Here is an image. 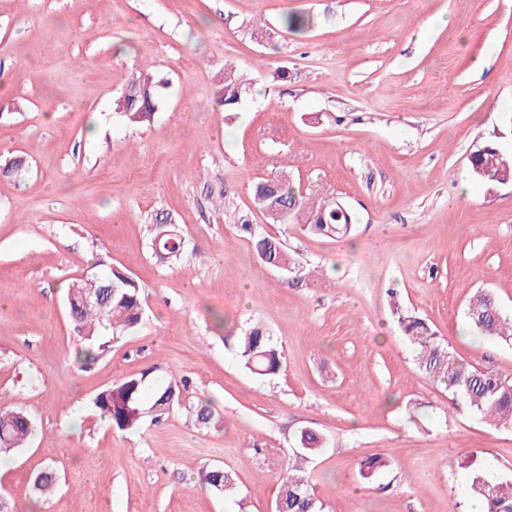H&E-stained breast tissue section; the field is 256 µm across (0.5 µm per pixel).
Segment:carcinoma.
<instances>
[{"instance_id":"obj_1","label":"carcinoma","mask_w":512,"mask_h":512,"mask_svg":"<svg viewBox=\"0 0 512 512\" xmlns=\"http://www.w3.org/2000/svg\"><path fill=\"white\" fill-rule=\"evenodd\" d=\"M308 24L307 16L286 12L281 17L282 27L293 33L303 31ZM167 82L155 80L150 75L134 77L127 84L118 102L126 119L132 124L151 122L157 112ZM252 83L234 71H224V82L216 91L217 102L224 111L233 112L248 95ZM474 178L512 176V164L504 160L496 145H482L475 158L470 161ZM277 190H272L268 181L256 184L254 199L269 220L275 222L299 208V197L285 177H276ZM156 221L165 225L159 228L153 239L154 250L162 259L178 261L184 252V240L176 229L166 226L168 219L158 215ZM352 216L339 212L336 200L324 201L317 209L314 224L310 229L318 235L338 237L351 230ZM240 228L251 238L259 258L267 265L288 274L296 269L280 240L256 230L251 224ZM112 280V295L103 307H87L82 303L85 295H97L103 289V279L90 276L71 282L67 295L69 315L76 332L90 345L81 354L93 359L106 343L94 336L95 326L107 323L112 327V338L134 332L142 320V288L125 272L113 268L109 272ZM393 315L398 317L405 335L415 351L418 368L434 379L444 381L451 395V405L481 415L496 428L512 430V378L492 370H481L457 358L435 336L428 323L416 316L402 312L393 306ZM470 325L478 336L512 346V322L500 313L496 297L489 291H479L468 307ZM234 346L243 367L258 377L278 374L282 367L281 352L267 329L255 324L243 335L235 337ZM186 382L175 379H156L153 370L122 379L97 394L94 404L100 418L113 428L132 432L138 430L149 415L159 420L182 402V391ZM30 417L20 411L0 406V455H8L21 447L31 435ZM323 439L315 432L306 430L299 435L300 448L312 454L322 447ZM388 466L382 456H373L360 464V473L369 478ZM277 497L284 512H322L309 475L299 474L298 467L288 468V475ZM204 482L214 492L230 496L236 491L233 474L223 468L207 472ZM56 473L46 469L33 483L34 491L46 493L54 488ZM470 492L483 500L487 512H512V483L491 481L477 472L470 478Z\"/></svg>"}]
</instances>
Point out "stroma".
I'll use <instances>...</instances> for the list:
<instances>
[{"mask_svg":"<svg viewBox=\"0 0 512 512\" xmlns=\"http://www.w3.org/2000/svg\"><path fill=\"white\" fill-rule=\"evenodd\" d=\"M289 11L303 33L281 28ZM431 17L444 25L422 32ZM228 66L255 81L229 117ZM142 71L170 86L134 125L115 102ZM487 141L512 152V0H0V162L27 163L0 175V405L35 422L0 496L16 512H273L305 429L325 441L304 464L324 512H469L489 459L512 482V432L450 408L391 316L399 302L512 376V347L466 319L479 288L512 318V184L469 167ZM277 175L303 198L283 224L253 201ZM332 198L354 216L342 238L308 229ZM159 213L180 264L152 253ZM244 223L297 273L263 263ZM110 267L142 287L143 319L87 363L65 293ZM256 322L282 351L270 378L225 342ZM150 367L187 380L182 406L113 430L95 396ZM372 455L389 465L362 478ZM216 466L233 496L204 484ZM47 467L60 483L33 500Z\"/></svg>","mask_w":512,"mask_h":512,"instance_id":"stroma-1","label":"stroma"}]
</instances>
